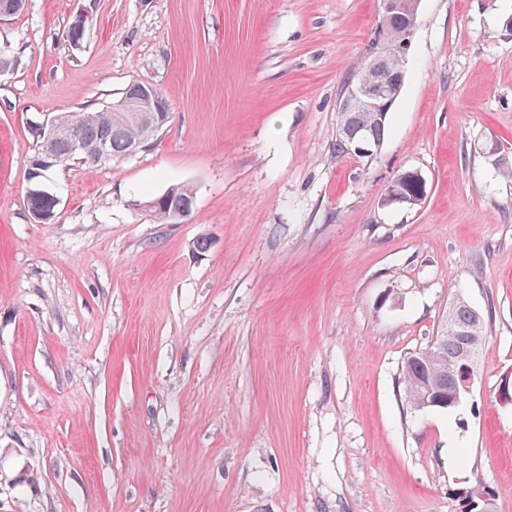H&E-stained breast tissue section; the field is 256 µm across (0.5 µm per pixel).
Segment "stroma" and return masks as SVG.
<instances>
[{
	"instance_id": "1",
	"label": "stroma",
	"mask_w": 512,
	"mask_h": 512,
	"mask_svg": "<svg viewBox=\"0 0 512 512\" xmlns=\"http://www.w3.org/2000/svg\"><path fill=\"white\" fill-rule=\"evenodd\" d=\"M379 12L26 0L0 20V512H458L465 482L512 512V0H422L389 134L358 158L338 103ZM135 81L168 104L148 147L31 180L36 125ZM406 169L426 199L382 206ZM182 185L192 214L159 223L145 201ZM458 291L485 319L472 391L414 412L402 361Z\"/></svg>"
}]
</instances>
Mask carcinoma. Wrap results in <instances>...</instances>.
I'll list each match as a JSON object with an SVG mask.
<instances>
[{"instance_id":"cac0c4a2","label":"carcinoma","mask_w":512,"mask_h":512,"mask_svg":"<svg viewBox=\"0 0 512 512\" xmlns=\"http://www.w3.org/2000/svg\"><path fill=\"white\" fill-rule=\"evenodd\" d=\"M390 113L381 117L376 112L339 113L337 148L341 153L362 139L375 148L380 147L388 131ZM57 129L52 138H47L41 129L34 130L39 143L37 153L43 156L55 153L67 160L86 159L85 154L73 149L72 136L77 134L87 142L106 140L112 150V160L119 161L129 156V148L138 143L144 147L161 129L157 123L144 122L128 112H115L107 107L95 112H65L57 116ZM392 181L398 184L405 196L416 201L425 199L426 182L417 178L416 172L404 170L396 174ZM164 200L152 209L162 223L180 222L179 213H191L193 196L181 186H175L162 194ZM30 211L45 215L46 220L54 218L55 205L51 198L42 194L28 196ZM476 309L467 301H456L453 308V328L442 325L431 344L415 350L404 358L401 368V384L407 404L417 406L422 399L431 401L430 411H455V406H445L441 401L449 398L452 385L448 374V364L462 365L467 360L461 355L459 337L470 333L485 336V321L475 316Z\"/></svg>"}]
</instances>
